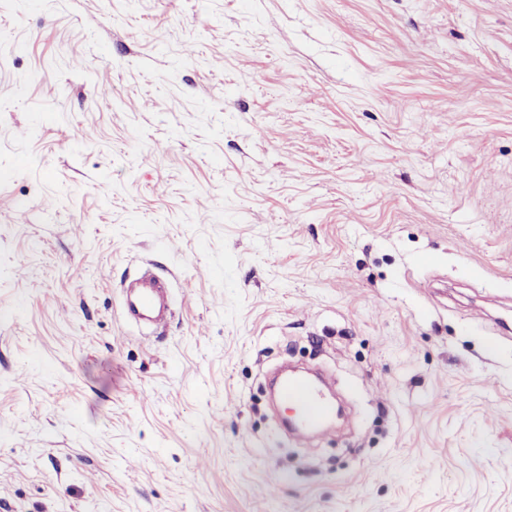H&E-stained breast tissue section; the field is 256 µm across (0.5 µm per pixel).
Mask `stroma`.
<instances>
[{
	"instance_id": "1",
	"label": "stroma",
	"mask_w": 512,
	"mask_h": 512,
	"mask_svg": "<svg viewBox=\"0 0 512 512\" xmlns=\"http://www.w3.org/2000/svg\"><path fill=\"white\" fill-rule=\"evenodd\" d=\"M500 319L512 0H0V512H512ZM162 300L161 288L154 279L144 282L128 304L129 311L135 316L151 319L160 311ZM279 399L303 424L323 431L327 427L322 425L336 411V406L304 378L288 379L280 389Z\"/></svg>"
}]
</instances>
